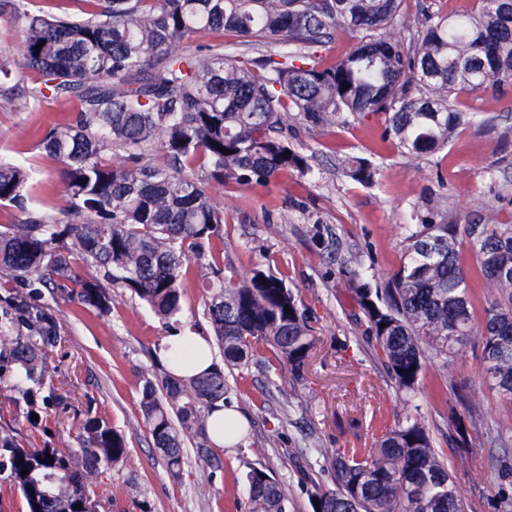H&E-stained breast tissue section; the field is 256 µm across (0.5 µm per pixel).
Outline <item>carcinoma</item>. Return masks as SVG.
I'll use <instances>...</instances> for the list:
<instances>
[{"instance_id": "carcinoma-1", "label": "carcinoma", "mask_w": 512, "mask_h": 512, "mask_svg": "<svg viewBox=\"0 0 512 512\" xmlns=\"http://www.w3.org/2000/svg\"><path fill=\"white\" fill-rule=\"evenodd\" d=\"M83 2L91 9L81 15H54L30 10V0H0V16L24 24L21 61L0 58V100L23 111L51 99L78 103L74 118L46 129L39 143L60 164L65 207L36 208L27 192L36 170L0 158V206L25 215L0 230V382L11 383V404L34 428L58 400L50 353L60 321L47 294L101 315L117 286L176 322L184 284L201 282L224 366L192 378L165 372L159 388L147 379L140 400L153 445L177 477L185 435L198 437L200 462L215 461L206 423L224 406V368L249 365L263 342L302 381L315 344L306 312L271 269L234 279L224 277L214 254L211 263H196L223 237L225 223L205 181L267 186L289 169L308 170L288 143L296 113L315 126L345 112L381 115L385 135L403 152L435 154L472 120L452 96L512 85V0H480L475 12L455 17L426 7L410 50L395 34L401 0ZM202 31L236 40L183 46ZM341 32L358 34L356 44L319 65L313 49ZM266 44L280 51L250 60L237 53L240 45ZM347 170L362 184L377 174L357 157ZM462 236L489 291L478 325L471 269L457 250ZM353 293L401 390L415 391L426 355L446 361L477 335L483 371L512 401L511 221L443 224L422 215L385 287L359 282ZM448 421L457 444L472 446V404L451 405ZM78 441L77 448L31 447L11 424H0V479L21 492L26 512L104 509L94 479L126 460L127 441L91 405ZM326 467L335 488L314 489L320 512H466L416 419L367 452L336 451ZM246 481L247 512H286L269 469H250Z\"/></svg>"}]
</instances>
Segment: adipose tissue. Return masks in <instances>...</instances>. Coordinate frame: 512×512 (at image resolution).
I'll return each instance as SVG.
<instances>
[{"mask_svg": "<svg viewBox=\"0 0 512 512\" xmlns=\"http://www.w3.org/2000/svg\"><path fill=\"white\" fill-rule=\"evenodd\" d=\"M159 357L173 373L183 378L208 370L213 362L205 337L188 325L163 339Z\"/></svg>", "mask_w": 512, "mask_h": 512, "instance_id": "ef3b65f1", "label": "adipose tissue"}]
</instances>
